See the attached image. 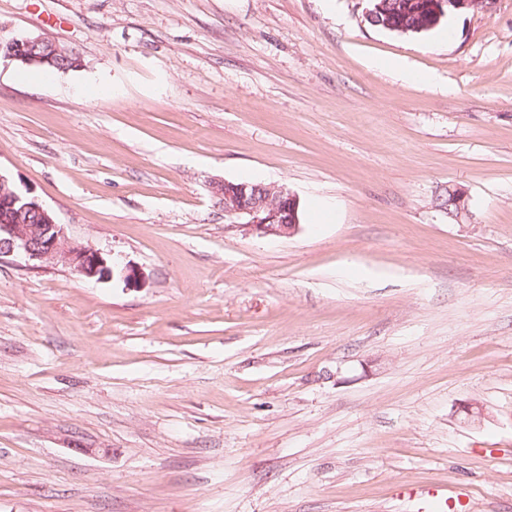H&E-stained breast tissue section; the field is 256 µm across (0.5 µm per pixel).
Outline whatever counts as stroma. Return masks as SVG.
Returning <instances> with one entry per match:
<instances>
[{
  "instance_id": "stroma-1",
  "label": "stroma",
  "mask_w": 512,
  "mask_h": 512,
  "mask_svg": "<svg viewBox=\"0 0 512 512\" xmlns=\"http://www.w3.org/2000/svg\"><path fill=\"white\" fill-rule=\"evenodd\" d=\"M369 7L0 0L80 59L0 55V174L145 277L0 258V512H512V0ZM246 179L296 235L225 218ZM424 0H380L381 6L375 20L374 9L367 11V18L370 24L384 28L389 25H410L414 24L422 13ZM373 21V22H372ZM422 20L411 29L403 32H421L436 27L442 18L455 12H465L482 7L487 0H426ZM217 193L224 216L253 235L282 238L300 231V200L283 186L226 180ZM420 505L418 512H446L450 499H448V490L428 489L415 492ZM423 510V511H422Z\"/></svg>"
}]
</instances>
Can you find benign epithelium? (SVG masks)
<instances>
[{
    "label": "benign epithelium",
    "instance_id": "1",
    "mask_svg": "<svg viewBox=\"0 0 512 512\" xmlns=\"http://www.w3.org/2000/svg\"><path fill=\"white\" fill-rule=\"evenodd\" d=\"M487 0H427L422 20L411 28L421 32L436 27L455 12L475 10ZM5 55L25 65L55 70L75 68L77 54L44 37L22 36L7 43ZM224 216L261 238L290 237L300 231V200L283 186L226 180L217 186ZM21 254L32 261L60 259L79 275L107 280L121 274L128 286L144 282L143 273L91 246L69 241L62 225L37 199L16 190L0 173V257Z\"/></svg>",
    "mask_w": 512,
    "mask_h": 512
}]
</instances>
